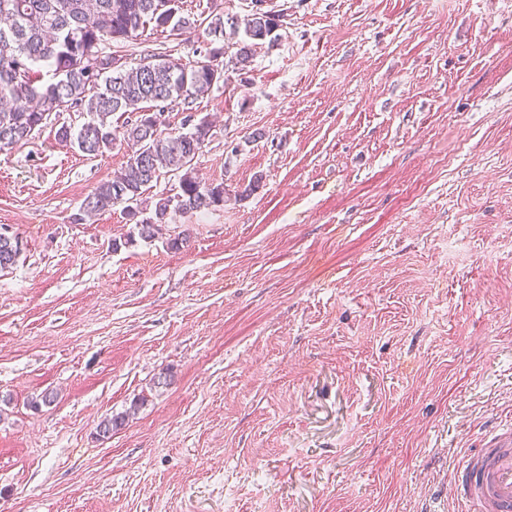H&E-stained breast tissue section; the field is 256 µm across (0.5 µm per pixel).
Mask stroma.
<instances>
[{
  "mask_svg": "<svg viewBox=\"0 0 512 512\" xmlns=\"http://www.w3.org/2000/svg\"><path fill=\"white\" fill-rule=\"evenodd\" d=\"M263 8L247 76L165 111L216 121L206 218L73 223L128 159L55 141L76 108L0 153V512H459V461L512 421V0ZM0 225V271L13 267L22 254V240L17 234L4 235Z\"/></svg>",
  "mask_w": 512,
  "mask_h": 512,
  "instance_id": "stroma-1",
  "label": "stroma"
}]
</instances>
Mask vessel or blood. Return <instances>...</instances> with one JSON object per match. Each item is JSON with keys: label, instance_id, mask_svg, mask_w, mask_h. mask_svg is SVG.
I'll list each match as a JSON object with an SVG mask.
<instances>
[{"label": "vessel or blood", "instance_id": "1", "mask_svg": "<svg viewBox=\"0 0 512 512\" xmlns=\"http://www.w3.org/2000/svg\"><path fill=\"white\" fill-rule=\"evenodd\" d=\"M453 494L465 512H512V423L495 427L464 457Z\"/></svg>", "mask_w": 512, "mask_h": 512}]
</instances>
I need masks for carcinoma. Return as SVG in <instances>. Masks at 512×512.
Here are the masks:
<instances>
[{
	"label": "carcinoma",
	"instance_id": "obj_1",
	"mask_svg": "<svg viewBox=\"0 0 512 512\" xmlns=\"http://www.w3.org/2000/svg\"><path fill=\"white\" fill-rule=\"evenodd\" d=\"M176 0H0V152L27 143L48 125L54 113L79 108L91 119L79 129L62 124L54 139L96 158L126 145L129 158L120 171L83 200L73 222L124 205L138 237L161 234L170 211L205 216L224 207V184L196 176L193 162L213 137L205 118L186 119L185 132L164 133L158 115L178 100L190 104L228 79L248 73L253 47L274 45L278 16L259 7L241 20L209 14L208 37L201 58L182 63L168 54H153L135 66L107 50L112 42L133 37L147 24L174 36L196 27L178 15ZM236 51L226 61L225 41ZM124 117L122 137L112 116ZM179 175V192L153 200L146 192L166 173ZM22 254L16 234L0 233V271L13 267ZM126 416L111 415L98 426L109 439Z\"/></svg>",
	"mask_w": 512,
	"mask_h": 512
}]
</instances>
